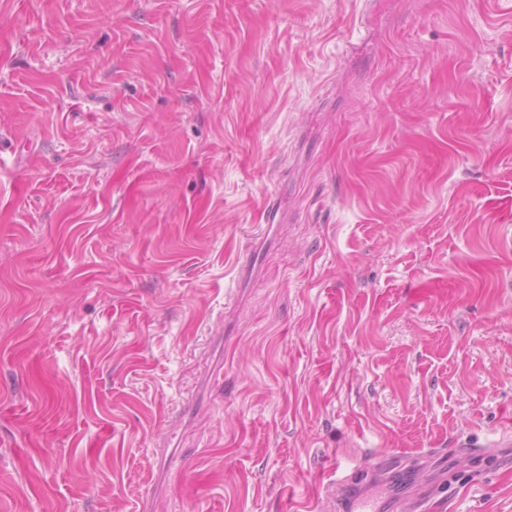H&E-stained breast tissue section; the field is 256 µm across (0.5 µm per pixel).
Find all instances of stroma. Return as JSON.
Wrapping results in <instances>:
<instances>
[{
  "label": "stroma",
  "mask_w": 512,
  "mask_h": 512,
  "mask_svg": "<svg viewBox=\"0 0 512 512\" xmlns=\"http://www.w3.org/2000/svg\"><path fill=\"white\" fill-rule=\"evenodd\" d=\"M510 433L512 0H0V512H512ZM272 230V224H263L262 232L254 239L253 244L238 268V288H241L242 284L258 270L261 252L272 243V239L270 238Z\"/></svg>",
  "instance_id": "1"
}]
</instances>
